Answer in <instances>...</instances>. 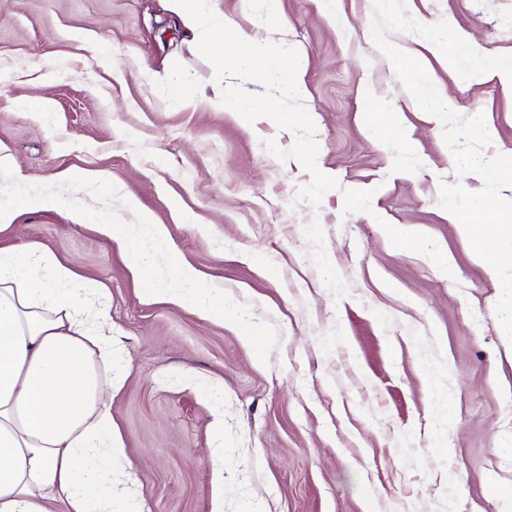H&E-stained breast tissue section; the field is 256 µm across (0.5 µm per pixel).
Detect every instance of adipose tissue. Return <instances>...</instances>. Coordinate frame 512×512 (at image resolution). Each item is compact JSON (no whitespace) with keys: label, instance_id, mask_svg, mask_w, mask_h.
Instances as JSON below:
<instances>
[{"label":"adipose tissue","instance_id":"obj_1","mask_svg":"<svg viewBox=\"0 0 512 512\" xmlns=\"http://www.w3.org/2000/svg\"><path fill=\"white\" fill-rule=\"evenodd\" d=\"M210 0H171L198 49L225 65L261 64L302 78L239 31L213 40ZM39 246L0 250V512H115L98 490L99 453L122 450L112 421L113 340L106 289Z\"/></svg>","mask_w":512,"mask_h":512}]
</instances>
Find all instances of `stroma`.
<instances>
[{
	"mask_svg": "<svg viewBox=\"0 0 512 512\" xmlns=\"http://www.w3.org/2000/svg\"><path fill=\"white\" fill-rule=\"evenodd\" d=\"M406 6L482 54H512V0ZM215 7L285 51L302 90L261 67L217 72L168 0H0V153L15 179L108 173L137 203L120 209L125 221L150 214L202 281L279 333L260 362L231 323L147 299L128 250L93 221L20 213L0 249L40 244L109 292L124 448L114 478L142 512H503L512 340L495 312L501 285L439 204L441 183L476 192L482 178L457 176L440 121L374 43L372 0H278L274 17L262 0ZM388 38L419 56L451 109L484 113L485 157L512 155V91L462 79L416 34ZM178 77L193 100L173 96ZM220 82L249 121L225 110ZM33 98L47 107L31 111ZM275 112L291 113L287 129ZM387 112L397 132L380 131Z\"/></svg>",
	"mask_w": 512,
	"mask_h": 512,
	"instance_id": "35a3bbf8",
	"label": "stroma"
}]
</instances>
